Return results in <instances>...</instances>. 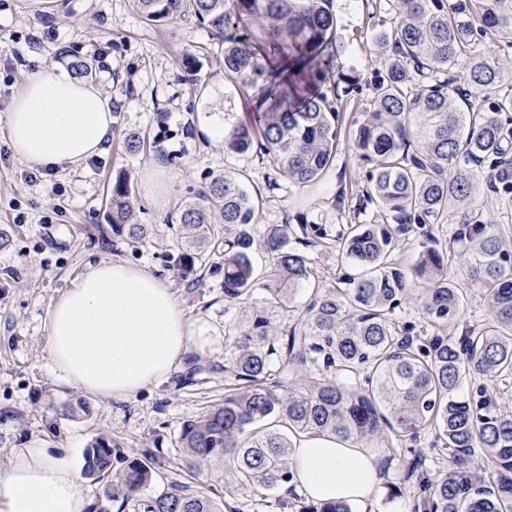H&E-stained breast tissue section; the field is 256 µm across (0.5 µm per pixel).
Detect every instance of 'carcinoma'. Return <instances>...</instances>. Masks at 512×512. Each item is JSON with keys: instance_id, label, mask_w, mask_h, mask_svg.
<instances>
[{"instance_id": "1", "label": "carcinoma", "mask_w": 512, "mask_h": 512, "mask_svg": "<svg viewBox=\"0 0 512 512\" xmlns=\"http://www.w3.org/2000/svg\"><path fill=\"white\" fill-rule=\"evenodd\" d=\"M152 23L191 12L219 40L224 75L257 88L259 106L248 123L224 124V152L254 148L290 182L319 180L336 156L340 132L334 100L319 83L335 72L333 0H133ZM261 38L253 41L249 22ZM512 47V0H393V21L381 34L384 75L374 84L372 110L353 132L356 156L371 165L358 210L371 205L382 220L352 224L338 238V259L363 269L343 290H312L305 311L283 330L254 300L252 251L256 210L239 177L226 172L184 204L178 262L194 267L210 252L224 260V297L245 315L228 337L224 400L186 421L177 447L197 472L214 460L238 486L263 494L294 480L293 438L331 436L396 448L424 431L448 454V469L413 512H512V412L501 409L479 378L512 377V249L497 225L461 216L453 243L441 247L427 231L411 271L394 262L399 235L413 224H445L448 213L471 203L488 163L500 168L512 153V120L503 116L512 93L486 105L498 85L494 51L477 53L483 38ZM278 70L265 84L263 61ZM462 69L466 85H456ZM107 214L112 234L144 245L151 224L136 222L131 190L112 184ZM287 224L267 225L262 246L271 271L266 302L282 304L310 282L311 258L291 246ZM425 284L416 292L415 283ZM491 302L482 324L447 335L470 289ZM414 302L433 334H400L392 315ZM84 475L104 477L105 498L135 500L154 480L149 460L124 454L100 434L84 452ZM420 455L406 479L426 483ZM289 512H351L344 500L308 504L294 494ZM144 512H223L209 496L172 481L144 504Z\"/></svg>"}]
</instances>
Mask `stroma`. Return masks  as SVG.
Wrapping results in <instances>:
<instances>
[{
	"label": "stroma",
	"instance_id": "1",
	"mask_svg": "<svg viewBox=\"0 0 512 512\" xmlns=\"http://www.w3.org/2000/svg\"><path fill=\"white\" fill-rule=\"evenodd\" d=\"M334 10L336 77L322 89L336 102L340 140L324 176L299 186L279 176L267 157L254 151L228 154L223 142L200 136L203 123L248 120L256 96L225 77L215 55L217 38L194 17L154 24L131 0H0V226L9 232L0 248V470L29 438H44L50 447L80 457L105 432L124 453L150 450L156 482L143 489L141 499L177 479L205 488L235 512H280L285 488L259 505L250 492L225 484L221 464L192 474L178 460L183 423L224 397L226 336L236 331L243 308L225 300L217 256L198 258L191 272L177 265L175 223L181 206L208 177L225 171L243 177L259 217L256 234L270 224L305 222L323 225L328 237H335L353 223L368 167L356 157L351 134L371 108L373 85L383 71L372 35L389 27L392 13L388 0H334ZM65 52L96 58V83L111 99L116 134L108 151L83 167L60 168L50 180L31 183L28 168L9 147L3 116L28 76L61 66ZM134 133L148 137L147 149H124V138ZM159 168L165 176L150 188V176ZM120 175L129 182L139 222L155 227L153 242L138 248L113 236L106 217L112 183ZM473 214L498 224L512 239V192L481 186ZM327 239L307 252L317 286L338 289L359 270L338 262ZM101 261L142 267L166 281L194 336L183 367L123 402L81 393L54 372L44 348L50 307L88 266ZM76 398L87 403L88 412L66 413L65 403ZM433 442L424 433L396 451L377 450L392 476L367 512H411L419 490L403 477L412 452L424 453L431 477L447 464Z\"/></svg>",
	"mask_w": 512,
	"mask_h": 512
}]
</instances>
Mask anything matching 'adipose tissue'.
Returning <instances> with one entry per match:
<instances>
[{
	"instance_id": "1",
	"label": "adipose tissue",
	"mask_w": 512,
	"mask_h": 512,
	"mask_svg": "<svg viewBox=\"0 0 512 512\" xmlns=\"http://www.w3.org/2000/svg\"><path fill=\"white\" fill-rule=\"evenodd\" d=\"M115 118L94 84L69 71L31 75L6 114L8 144L28 166H79L101 155ZM191 323L170 286L148 271L101 262L50 308L45 350L54 370L82 391L121 401L167 380L190 350ZM297 492L315 502L366 505L387 477L357 443L303 436L293 455ZM81 466L35 437L0 471V512H86Z\"/></svg>"
}]
</instances>
